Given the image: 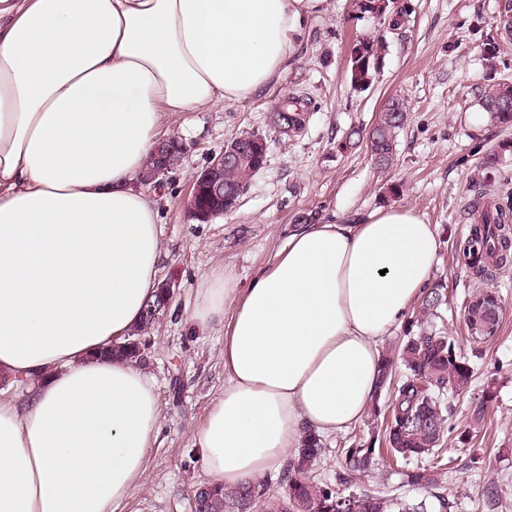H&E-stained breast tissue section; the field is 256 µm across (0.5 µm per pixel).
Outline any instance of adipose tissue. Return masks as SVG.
<instances>
[{
	"mask_svg": "<svg viewBox=\"0 0 512 512\" xmlns=\"http://www.w3.org/2000/svg\"><path fill=\"white\" fill-rule=\"evenodd\" d=\"M324 0H0V512H120L162 410L109 355L157 293L163 227L140 175L164 116L253 96ZM439 239L409 207L307 224L251 285L209 278L188 318L224 331L223 393L194 440L212 484L278 471L363 419L381 344Z\"/></svg>",
	"mask_w": 512,
	"mask_h": 512,
	"instance_id": "ef3b65f1",
	"label": "adipose tissue"
}]
</instances>
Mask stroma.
<instances>
[{"instance_id": "obj_1", "label": "stroma", "mask_w": 512, "mask_h": 512, "mask_svg": "<svg viewBox=\"0 0 512 512\" xmlns=\"http://www.w3.org/2000/svg\"><path fill=\"white\" fill-rule=\"evenodd\" d=\"M512 0H385L366 12L359 0H324L305 18L287 72L259 94L224 107L180 112L163 126L186 146L179 166L158 190L164 229L160 279L170 281L172 300L145 337L142 369L153 379L162 424L147 468L123 512H191V490L206 482L194 433L224 390V332L194 335L187 326L203 278L227 273L249 287L272 262L289 235L305 224L352 222L373 210L408 206L437 227L438 263L433 282L448 290V308L437 327L474 364L470 391L449 399L451 432L443 452L452 461L444 477L450 506L431 512H483L480 491L487 479L509 494L498 512H512V270L492 286L502 299L500 330L490 341L472 340L460 312L463 292L476 286L456 242L472 222V208L487 193L512 205V129L491 122L482 108L488 89L512 84V32L499 18ZM380 44L370 84L350 82V51L360 41ZM494 42V65L483 45ZM394 95L409 105L390 167L374 164L366 146L347 147L355 127H371ZM280 112H297L298 130L283 128ZM254 132L267 144L266 161L250 179L238 205L199 224L185 207L193 179L236 135ZM499 164L486 168L490 154ZM497 400L486 424L469 433L471 413L486 385ZM380 421L364 416L347 432L326 441L329 450L316 473L335 482L342 467L337 449L383 439ZM356 488L417 502L424 490L404 483L388 459H380Z\"/></svg>"}]
</instances>
